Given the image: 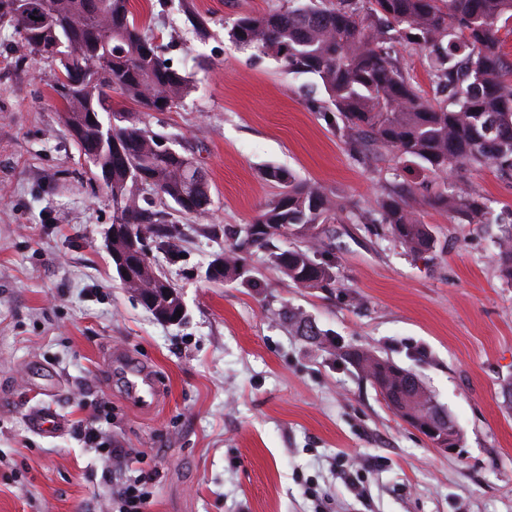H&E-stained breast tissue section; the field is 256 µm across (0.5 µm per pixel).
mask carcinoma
Returning <instances> with one entry per match:
<instances>
[{
    "instance_id": "cac0c4a2",
    "label": "carcinoma",
    "mask_w": 512,
    "mask_h": 512,
    "mask_svg": "<svg viewBox=\"0 0 512 512\" xmlns=\"http://www.w3.org/2000/svg\"><path fill=\"white\" fill-rule=\"evenodd\" d=\"M129 0H0V17H9L22 46L52 56L56 40L69 49L70 65L85 68L83 77L62 81L52 75L64 101L68 130L84 132V148L96 151L98 179L112 196L120 234L112 237V261L124 258L130 279L121 281L156 318L174 316L181 296L151 262L145 242L173 247L179 230L156 217L152 203L141 204L135 191L147 185L161 200L185 214L202 216L211 205L208 180L197 167H184L188 155L169 138L142 127L124 112L112 111V90L144 111L171 108L193 90L191 81L163 58L153 38L129 18ZM512 23V0H332L320 7H289L237 17L231 37L242 48L274 57L290 73L314 76L326 97L323 111L340 120L339 130L353 150L390 152L423 172V199L460 224H494L481 197L447 174L464 167L493 168L512 179V81L503 74L499 32ZM112 31V64L99 66L102 36ZM423 54L431 93L404 67L400 51ZM107 117H102V114ZM266 179L281 192L262 206L251 223L233 232L212 278L245 279L246 258L268 251L274 264L304 288H329L332 267L311 256L323 224L344 210L325 188L292 171L269 166ZM356 224H384L416 255L435 248L430 225L403 195L392 192L369 209L349 212ZM309 246L271 250L286 233ZM500 273L512 284V232L497 242ZM296 333L313 343L329 341L330 332L303 315L290 313ZM404 421L434 444L443 434L433 418L439 407L412 371L353 348L343 354Z\"/></svg>"
}]
</instances>
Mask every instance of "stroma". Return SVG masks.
Masks as SVG:
<instances>
[{
	"label": "stroma",
	"instance_id": "35a3bbf8",
	"mask_svg": "<svg viewBox=\"0 0 512 512\" xmlns=\"http://www.w3.org/2000/svg\"><path fill=\"white\" fill-rule=\"evenodd\" d=\"M289 0H129L136 23L193 91L172 109L114 108L171 135L199 159L208 217L162 206L181 235L173 252L148 243L179 291L186 317L160 321L120 284L105 233L112 198L63 122L55 60L21 50L0 20V512H117L123 470L85 444L142 456L155 486L146 512H512V285L499 273L496 224H460L420 204L437 246L418 256L387 231L337 215L319 258L336 285L301 288L267 253L246 282L210 279L229 242L280 187L279 166L367 208L417 187L413 164L363 161L323 115L314 77L240 48L237 16ZM456 181L500 220L512 218V180L462 169ZM297 311L335 337L321 351L288 323ZM127 350L155 375L156 408L128 396ZM361 348L412 370L456 421L444 451L409 426L340 349ZM49 409L63 428L35 431Z\"/></svg>",
	"mask_w": 512,
	"mask_h": 512
}]
</instances>
